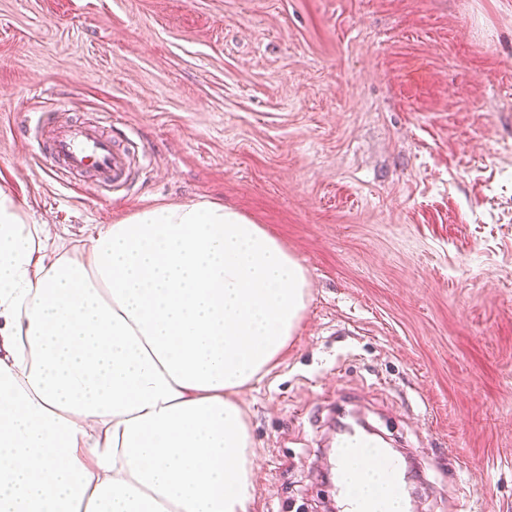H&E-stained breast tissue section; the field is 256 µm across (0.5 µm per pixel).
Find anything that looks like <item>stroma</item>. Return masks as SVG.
Segmentation results:
<instances>
[{
    "label": "stroma",
    "mask_w": 512,
    "mask_h": 512,
    "mask_svg": "<svg viewBox=\"0 0 512 512\" xmlns=\"http://www.w3.org/2000/svg\"><path fill=\"white\" fill-rule=\"evenodd\" d=\"M118 121L123 190L53 180L17 105ZM0 189L79 243L201 200L305 267L244 389L249 512H324L335 420L412 461L411 512H512V0H0Z\"/></svg>",
    "instance_id": "35a3bbf8"
}]
</instances>
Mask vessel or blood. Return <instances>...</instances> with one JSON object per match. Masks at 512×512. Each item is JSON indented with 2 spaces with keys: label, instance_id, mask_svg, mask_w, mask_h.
<instances>
[{
  "label": "vessel or blood",
  "instance_id": "1",
  "mask_svg": "<svg viewBox=\"0 0 512 512\" xmlns=\"http://www.w3.org/2000/svg\"><path fill=\"white\" fill-rule=\"evenodd\" d=\"M68 100H54L50 109L34 112L37 134L31 143L34 157L56 176L90 178L98 185L119 190L130 180L145 156L128 136L113 134L90 120L60 121ZM375 467L382 485L377 494L363 499L356 489L358 463ZM339 512H384L386 501L403 494L402 465L385 449L362 437H349L336 450Z\"/></svg>",
  "mask_w": 512,
  "mask_h": 512
}]
</instances>
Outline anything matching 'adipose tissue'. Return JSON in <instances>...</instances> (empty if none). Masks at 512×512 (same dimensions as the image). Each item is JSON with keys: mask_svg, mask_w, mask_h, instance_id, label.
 I'll list each match as a JSON object with an SVG mask.
<instances>
[{"mask_svg": "<svg viewBox=\"0 0 512 512\" xmlns=\"http://www.w3.org/2000/svg\"><path fill=\"white\" fill-rule=\"evenodd\" d=\"M307 296L228 206L146 208L78 249L0 190V512H248L237 395Z\"/></svg>", "mask_w": 512, "mask_h": 512, "instance_id": "ef3b65f1", "label": "adipose tissue"}]
</instances>
